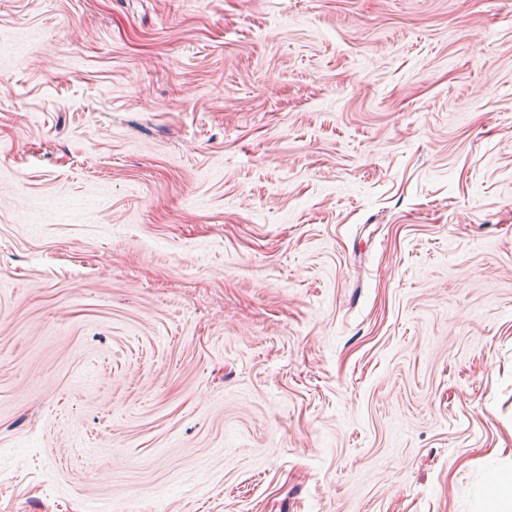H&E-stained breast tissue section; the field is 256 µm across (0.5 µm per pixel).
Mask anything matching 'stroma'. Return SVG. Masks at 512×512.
Segmentation results:
<instances>
[{
    "label": "stroma",
    "instance_id": "35a3bbf8",
    "mask_svg": "<svg viewBox=\"0 0 512 512\" xmlns=\"http://www.w3.org/2000/svg\"><path fill=\"white\" fill-rule=\"evenodd\" d=\"M512 0H0V512H493Z\"/></svg>",
    "mask_w": 512,
    "mask_h": 512
}]
</instances>
